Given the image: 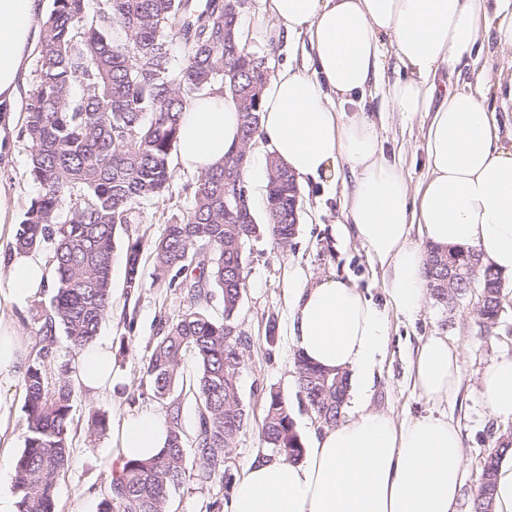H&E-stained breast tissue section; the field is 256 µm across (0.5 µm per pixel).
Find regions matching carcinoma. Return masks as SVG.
I'll use <instances>...</instances> for the list:
<instances>
[{
  "instance_id": "cac0c4a2",
  "label": "carcinoma",
  "mask_w": 512,
  "mask_h": 512,
  "mask_svg": "<svg viewBox=\"0 0 512 512\" xmlns=\"http://www.w3.org/2000/svg\"><path fill=\"white\" fill-rule=\"evenodd\" d=\"M238 0H52L41 21L39 79L25 107L19 136L30 148V179L39 188L15 238L21 252L52 244L54 295L33 320L39 348L22 370L25 393L24 448L13 461L17 512H55L56 480L68 463L73 386L66 369L54 375L47 361L55 331L81 349L97 339L112 312L115 238L126 235V295L143 288L141 260L153 256L156 282L184 292L190 306L162 325L149 346L139 396L164 402L185 392L196 402L192 446L200 465L187 462L179 413L166 421L168 443L158 456L126 461L112 472L97 512H169L171 491L186 482H224L227 449L247 427L249 415L235 373L245 339L235 327L246 288L243 251L267 232L279 248L293 240L301 207L294 176L274 156L266 161V222L239 201L250 149L260 134L261 94L267 80L263 57L241 47ZM179 44V56L170 44ZM220 88L241 117V139L224 162L202 173L194 205L148 240L132 225L137 205L159 199L174 177L181 118L198 94ZM469 249L427 248V273L439 280L437 295L469 291L452 258L466 264ZM476 310L485 329L498 321L500 275L481 267ZM221 315L209 313L213 302ZM192 356L196 375L183 361ZM298 386L321 423H338L348 396V374L297 360ZM260 439L294 462L303 442L288 400L269 391ZM512 442L485 457L474 512H491L495 473Z\"/></svg>"
}]
</instances>
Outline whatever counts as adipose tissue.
I'll return each instance as SVG.
<instances>
[{"instance_id":"adipose-tissue-1","label":"adipose tissue","mask_w":512,"mask_h":512,"mask_svg":"<svg viewBox=\"0 0 512 512\" xmlns=\"http://www.w3.org/2000/svg\"><path fill=\"white\" fill-rule=\"evenodd\" d=\"M268 34L307 42V60L288 65L263 90L260 135L296 180L342 186L341 223L365 248L385 295L375 303L352 282L326 278L288 291L290 336L298 354L342 369L350 413L314 434L301 460L260 459L238 476L229 512H454L463 481L464 437L446 414L399 419L370 409L376 358L388 313L416 318L427 301L425 245L475 248L485 266L512 275V149L483 94L452 91L449 78L472 58L481 30L512 52V0H264ZM40 0H0V151L18 113L21 76L41 30ZM404 73L384 77L386 55ZM391 112L426 113L427 171L417 186L390 160L365 110L368 89ZM354 104L349 113L345 104ZM241 117L222 93L192 99L182 116L177 160L205 172L240 139ZM51 269L16 252L0 289V376L16 371L25 347L10 305L38 298ZM76 380L96 391L112 382L102 342L79 350ZM412 390L428 403L455 400L460 352L446 337L416 346ZM477 396L495 417L512 419V355L481 374ZM166 446V425L146 410L112 422V455L146 460Z\"/></svg>"}]
</instances>
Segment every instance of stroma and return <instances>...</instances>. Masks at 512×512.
I'll list each match as a JSON object with an SVG mask.
<instances>
[{
	"label": "stroma",
	"mask_w": 512,
	"mask_h": 512,
	"mask_svg": "<svg viewBox=\"0 0 512 512\" xmlns=\"http://www.w3.org/2000/svg\"><path fill=\"white\" fill-rule=\"evenodd\" d=\"M263 0H250L242 17V38L249 51L266 59L270 73L288 64L301 63L302 54L295 42L283 40L269 44L258 29ZM370 113L380 130L389 157L401 160L410 184H417L426 173L423 113L403 116L385 111L381 100H373ZM29 148L22 138H14L7 155L0 156V184L14 195L13 220L21 222L31 200L38 194L27 171ZM197 173L177 169L164 197L143 202L141 228L148 236L163 233L168 220L187 214L194 202ZM302 208L295 238L288 249L277 248L264 236L247 244L243 264L247 288L235 323L249 342L244 365L237 377L239 395L250 411L251 419L229 448L231 474L258 459L273 458L272 449L259 439L265 399L276 390L290 404L295 429L301 439L321 431L322 425L298 387L297 352L289 336L288 291L325 277L348 280L362 288L375 302L384 297L364 249L348 237L338 218L342 206L341 190H323L314 181L300 186ZM117 258L112 270L114 317L102 324L99 338L112 350V384L97 392L76 387L73 399V425L69 438V465L56 482L57 512H96L97 504L107 491L111 478L112 435H90L87 419L90 412L105 413L108 418L152 410L165 414V404L140 398L137 386L141 377L142 358L161 325L185 310L189 301L179 289L156 284L151 260L141 267L143 288L136 301L135 320L125 327L117 314L125 302L123 246H116ZM501 312L491 330H484L470 299L461 298L448 304L428 297L426 306L414 320L389 314L386 348L375 367V378L368 405L395 417L426 415L430 405L414 395L410 371L412 351L419 340L445 336L462 348L461 374L465 389L451 408L458 420L466 445L464 479L456 512H473L478 494L480 465L503 436L512 433V420L504 421L488 413L473 395L481 372L498 355L512 353V277L502 279ZM275 322V339L267 341L268 322ZM131 336L127 351H120L122 336ZM24 393L21 375L14 372L0 378V435L11 444L12 455L24 447ZM231 487L221 483L198 485L187 483L173 490L170 512H211L214 501L229 504Z\"/></svg>",
	"instance_id": "obj_1"
}]
</instances>
